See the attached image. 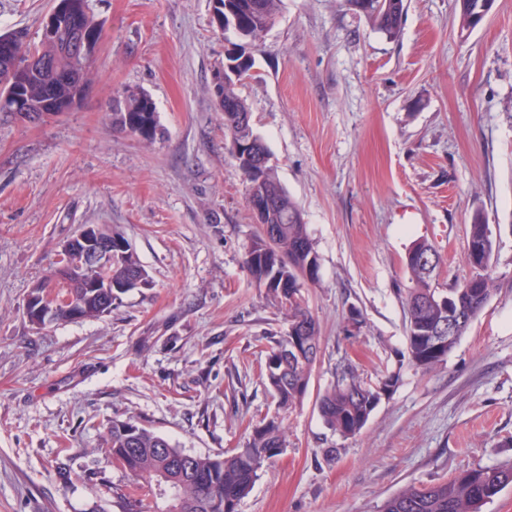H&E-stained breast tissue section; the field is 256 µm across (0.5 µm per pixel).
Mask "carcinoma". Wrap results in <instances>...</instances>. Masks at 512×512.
I'll use <instances>...</instances> for the list:
<instances>
[{
  "instance_id": "cac0c4a2",
  "label": "carcinoma",
  "mask_w": 512,
  "mask_h": 512,
  "mask_svg": "<svg viewBox=\"0 0 512 512\" xmlns=\"http://www.w3.org/2000/svg\"><path fill=\"white\" fill-rule=\"evenodd\" d=\"M283 0H228V8L238 20V30L246 41L256 43L262 37L259 25L264 12H279ZM461 30L467 31L480 0H456ZM352 9L366 16L388 37H394L404 11V0H347ZM67 33L59 42L45 43L31 48L18 44L16 53L24 59L35 52L47 60L30 79L24 96L34 112L41 111L43 95L52 93L58 99L72 98L80 90V80H90L92 69L78 75L79 68L67 51ZM254 62L239 69L238 79L231 81L227 91L235 99L236 111H248L237 87L251 77ZM64 71H74L73 79L61 78ZM152 119V133H157L155 107L132 95L127 105L112 112L113 126L133 135L137 121ZM267 192L279 202L272 228L276 235L268 244L264 229L252 237L245 253V265L253 280L276 300L285 311L289 329L299 325L303 335L290 334L271 347L266 360L265 376L269 391L276 400L277 411H287L299 403L307 393L311 372L320 352V336L316 321L303 305L301 286L304 282L319 280V256L307 230V224L293 221L289 216L299 212L297 203L288 195L280 180L266 184ZM103 238H112V248L118 250L117 264L99 274L101 281H123L147 273L127 238L106 224L98 225ZM494 252L492 230L483 214L475 212L469 225L467 263L471 276L463 283L446 290L434 285L432 275L413 263L417 256L426 255L436 262L441 256L435 247L422 240L408 251L406 267L415 283L406 297V353L408 361L422 369L431 370L442 364L470 324L485 308L492 291L494 278L489 260ZM60 292L69 294L77 308L90 319L102 317L111 308L117 294L107 288H90L88 284L72 280ZM461 312L464 321L457 326L455 339L441 345L431 336L429 327L448 313ZM298 339L307 346L304 360H288V344ZM398 376L388 375L375 387L361 382L350 367L336 369V381L319 399L320 416L326 427L343 437L358 435L376 408L381 392L389 391ZM112 463L130 472L142 483L120 494L123 512H147V502L153 501L152 512H237L239 502L251 491L263 463L283 452L285 439L282 420L276 414L256 426L247 447L231 453L193 455L194 475L181 472L179 458L185 451L157 435L144 425L115 419L108 429ZM166 479L168 496L155 497L154 483ZM512 486V462L493 467L478 466L466 469L450 480L438 481L421 487H408L391 496L382 506V512H481V508L497 494Z\"/></svg>"
}]
</instances>
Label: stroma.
Masks as SVG:
<instances>
[{"label":"stroma","instance_id":"obj_1","mask_svg":"<svg viewBox=\"0 0 512 512\" xmlns=\"http://www.w3.org/2000/svg\"><path fill=\"white\" fill-rule=\"evenodd\" d=\"M55 5L0 0V34L39 43ZM91 8L103 31L80 105L0 113V512H121L132 479L107 459L112 420L214 455L277 412L262 367L288 323L244 263L258 226L215 107L229 46L211 0ZM249 53L240 93L320 258L301 293L321 354L238 512H380L405 487L512 459V0L466 33L456 0H404L393 38L344 0H283ZM127 90L153 102V141L113 128ZM477 211L495 289L426 371L403 356L405 255L428 241L437 286L462 283ZM81 224L122 232L150 282L101 319L36 328L27 294ZM345 362L371 385L398 377L347 439L318 409Z\"/></svg>","mask_w":512,"mask_h":512}]
</instances>
